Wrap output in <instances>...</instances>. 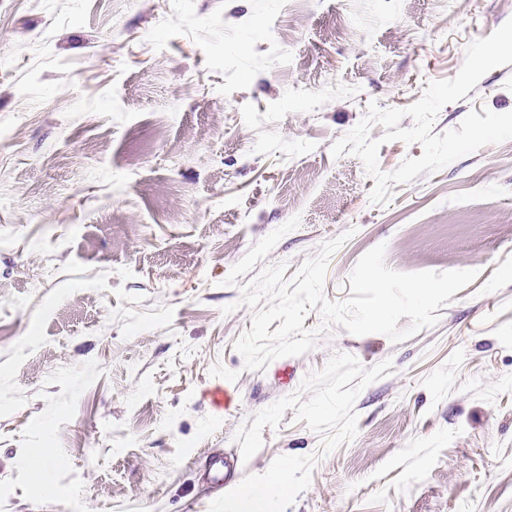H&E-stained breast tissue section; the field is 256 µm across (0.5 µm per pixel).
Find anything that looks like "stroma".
<instances>
[{
  "mask_svg": "<svg viewBox=\"0 0 512 512\" xmlns=\"http://www.w3.org/2000/svg\"><path fill=\"white\" fill-rule=\"evenodd\" d=\"M510 19L512 0H0V512H209L213 454L242 479L317 451L291 409L249 461L234 437L338 353L392 367L286 512H512V140L385 205L330 154ZM484 107L512 111V64L433 131ZM343 234L332 301L381 243L394 270L478 276L404 341L339 326L245 369L242 285Z\"/></svg>",
  "mask_w": 512,
  "mask_h": 512,
  "instance_id": "35a3bbf8",
  "label": "stroma"
}]
</instances>
